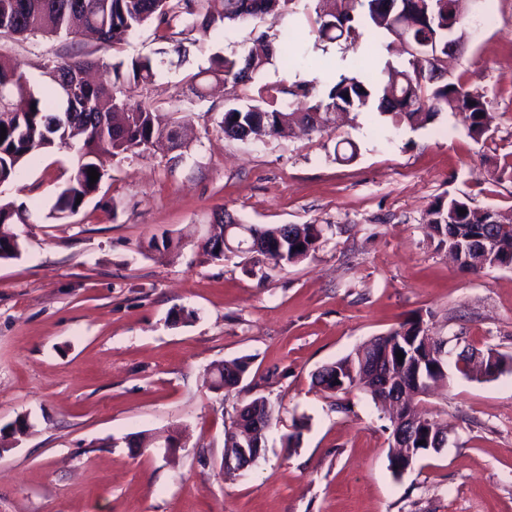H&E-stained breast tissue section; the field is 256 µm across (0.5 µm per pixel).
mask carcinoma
<instances>
[{
	"mask_svg": "<svg viewBox=\"0 0 512 512\" xmlns=\"http://www.w3.org/2000/svg\"><path fill=\"white\" fill-rule=\"evenodd\" d=\"M291 0H0V33L27 37L29 35L77 36L89 31L107 48L122 35L146 25L166 31L177 24L184 30L201 36L220 29L228 22L245 20L257 15L279 14L287 10ZM316 33L320 42L340 39L356 40L361 27L387 34L406 43L415 52L399 67L387 61L382 73L384 82L343 76L324 94L313 93L307 81L296 82L287 88L276 86L260 89L261 102L245 107H229L219 122L224 135L236 139L278 137L293 130L312 117L318 126L311 133L335 130L336 113L359 112L376 108L394 126L420 128L443 112L468 113V135L479 142L489 137L490 116L485 95L460 78L448 76L447 67L433 78L434 69L428 54L448 59V31L454 28L459 35L461 0H316ZM274 49L262 55L242 52L231 57L215 55L210 66L191 76L194 94L204 96L202 81L209 78L224 83L246 84L245 69L260 72L273 58ZM164 60L138 56L115 64H102L89 55L72 52L60 55L44 66L48 92L40 94L27 77L8 60L0 58V128L6 137L0 142V184L11 182L27 158L38 151L68 147L75 150L70 175L58 189L49 217L64 221L76 214L82 202L94 194L105 176L101 158L126 152L145 151L155 143L167 141L174 148L183 147L179 129L183 117L161 114L143 100L127 94L132 88L154 82L158 67ZM105 68L104 80L99 83L82 81L81 75L93 67ZM77 82L79 94L70 99L64 95L65 85ZM288 94L299 104V110L278 106V95ZM99 173L96 183H90L88 169ZM81 203H76V199ZM465 213H459V210ZM430 222L437 238V247L452 250L454 237L465 236L483 226L488 210L472 207L468 200L450 197L432 204ZM25 211L11 201L0 200V260L20 255L18 235L10 232V224H25ZM242 235L231 249L224 245V232L209 237L201 249L212 260L226 258V253L245 248L252 235L278 237L280 252L273 258L274 267L285 269L315 255L323 237L321 224H280L258 226L245 224ZM487 230L496 239L494 259L472 257L465 270L478 273L498 261L512 268V227L489 224ZM454 335H430V329L419 318L407 319L398 327L377 336L315 374L316 383L325 391L336 394L354 388L369 394L381 408L390 410V447H396L395 435L400 428L409 432L406 447L413 449L410 460L397 466V455L389 454V468L397 478L424 455L448 447L447 428L434 419L416 414L405 403L395 406L387 400L380 379L366 368L362 353L377 352L389 365L394 385L408 394L425 395L439 382L448 380V344L460 341ZM404 354L397 359V352ZM477 363L486 380H493L512 370V355L489 348L485 352L462 351L455 361L456 370L469 376L472 363ZM248 369L243 359L226 361L211 373L210 389L229 392L241 382ZM265 420L269 428L275 419V409L265 397H256L244 404L236 414L225 442L232 447H251L260 432L251 418Z\"/></svg>",
	"mask_w": 512,
	"mask_h": 512,
	"instance_id": "carcinoma-1",
	"label": "carcinoma"
}]
</instances>
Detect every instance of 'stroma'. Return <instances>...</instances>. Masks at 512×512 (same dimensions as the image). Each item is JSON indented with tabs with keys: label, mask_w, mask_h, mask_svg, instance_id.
Instances as JSON below:
<instances>
[{
	"label": "stroma",
	"mask_w": 512,
	"mask_h": 512,
	"mask_svg": "<svg viewBox=\"0 0 512 512\" xmlns=\"http://www.w3.org/2000/svg\"><path fill=\"white\" fill-rule=\"evenodd\" d=\"M313 0L210 32L179 67L161 65L142 96L187 113L189 145L108 155L98 191L67 220L49 219L73 154L37 153L0 196L24 204L23 249L0 260V429H32L0 454V512H512V372L491 381L450 374L424 404L448 427V446L402 477L388 461L389 425L360 390L330 395L321 367L409 318L461 334L472 347L512 354V269L474 275L425 229L440 198L468 199L512 222V0H465L467 42L448 66L483 91L489 138L442 113L419 130L376 110L335 132L277 140L226 138L224 109L259 86L340 76L381 79L385 36L315 41ZM289 34L299 52L274 59L253 83L209 84L194 97L187 74L260 41ZM153 28L105 50L89 37L0 35L37 91L43 66L70 52L113 64L162 48ZM356 144L357 155L336 160ZM228 211L241 223L320 224L314 257L283 270L253 257L207 259L196 243ZM172 239L175 250L151 251ZM245 358L231 392L209 388L214 365ZM263 396L280 420L257 462L224 475V429ZM186 445L169 452L166 438ZM298 434L296 447L284 445Z\"/></svg>",
	"instance_id": "35a3bbf8"
}]
</instances>
